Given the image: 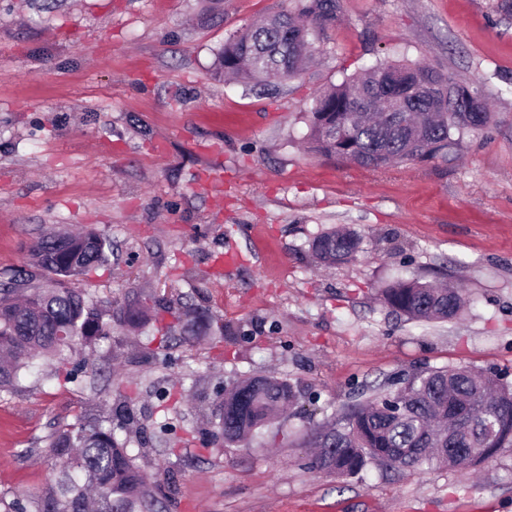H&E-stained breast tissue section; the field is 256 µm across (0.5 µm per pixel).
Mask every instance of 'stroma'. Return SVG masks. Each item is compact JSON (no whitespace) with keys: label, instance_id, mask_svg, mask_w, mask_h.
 Instances as JSON below:
<instances>
[{"label":"stroma","instance_id":"stroma-1","mask_svg":"<svg viewBox=\"0 0 512 512\" xmlns=\"http://www.w3.org/2000/svg\"><path fill=\"white\" fill-rule=\"evenodd\" d=\"M339 2L314 63L263 92L217 77L216 53L296 0H0V278L40 236L91 226L112 241L78 283L91 299L155 296L162 323L189 302L208 326L113 327L54 379L32 360L0 392L1 500L52 480L51 432L125 397L143 429L131 453L159 474L165 512H512V447L475 471L311 465V434L380 385L458 365L512 385V11ZM383 60L477 85L491 123L447 157L381 169L309 149L314 93ZM333 227L362 250L316 265L311 242ZM412 279L463 288L467 308L422 326L381 302ZM227 324L235 341L217 337ZM248 376L287 380L295 406L258 443H210L214 404Z\"/></svg>","mask_w":512,"mask_h":512}]
</instances>
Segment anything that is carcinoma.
I'll use <instances>...</instances> for the list:
<instances>
[{"instance_id":"carcinoma-1","label":"carcinoma","mask_w":512,"mask_h":512,"mask_svg":"<svg viewBox=\"0 0 512 512\" xmlns=\"http://www.w3.org/2000/svg\"><path fill=\"white\" fill-rule=\"evenodd\" d=\"M338 0H304L293 12L274 13L228 38L218 51L217 74L243 83L295 78L308 59L312 35L338 17ZM476 93L477 105L448 111V87ZM309 144L360 166L385 168L396 162L445 157L452 131L480 130L491 112L477 88L454 81L425 62L383 61L354 73L312 97ZM362 237L349 228L317 236L311 250L324 264L355 258ZM109 244L92 227L77 234L53 232L30 248V263L0 281V391H12L30 359H48V376L78 345L110 335L112 321L134 328L148 320L143 301L114 311L102 309L76 287L79 276L107 262ZM381 301L418 322L456 317L460 289L419 280L381 291ZM195 307L175 312L176 327L191 331ZM296 402L292 386L274 377L241 380L215 405L212 441L248 442ZM118 426H112L113 420ZM343 424L312 436L320 452L315 468L351 476L375 463L387 469L420 468L438 461L475 469L501 448L512 446V387L480 370L457 366L416 373L385 396L352 405ZM140 426L126 400L111 415L60 429L48 438L57 472L45 488L31 491L34 512H158L162 501L135 464L127 440Z\"/></svg>"}]
</instances>
